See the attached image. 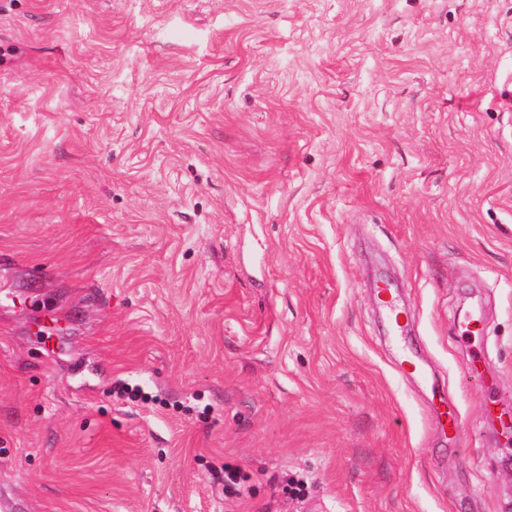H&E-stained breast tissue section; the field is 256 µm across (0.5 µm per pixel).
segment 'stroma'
I'll return each mask as SVG.
<instances>
[{
    "mask_svg": "<svg viewBox=\"0 0 512 512\" xmlns=\"http://www.w3.org/2000/svg\"><path fill=\"white\" fill-rule=\"evenodd\" d=\"M477 352L512 412V0H0L15 512H512ZM377 288L376 299L386 313L390 336H393L395 346L400 354V365L404 369L414 372L424 382H427L428 377L420 360L406 348V337L408 336L406 315L404 309L399 304L394 289L387 284L377 286ZM400 317H403L404 322L400 321ZM432 395L434 401V413L437 419V430L445 438H448V435L456 434L459 431L461 421L452 409H448V400L437 395V391L434 387H432Z\"/></svg>",
    "mask_w": 512,
    "mask_h": 512,
    "instance_id": "obj_1",
    "label": "stroma"
}]
</instances>
